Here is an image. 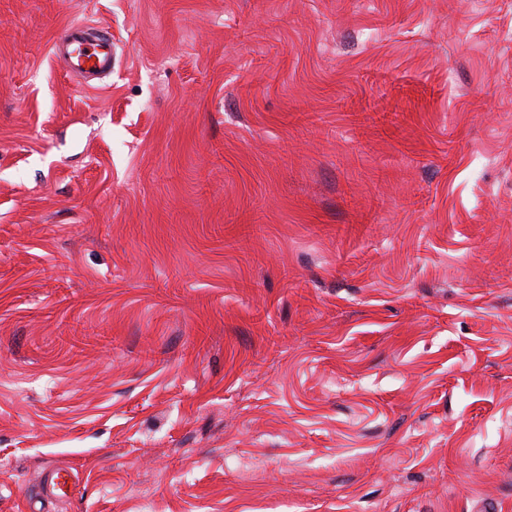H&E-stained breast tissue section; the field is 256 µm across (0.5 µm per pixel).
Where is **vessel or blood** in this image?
Listing matches in <instances>:
<instances>
[{
    "mask_svg": "<svg viewBox=\"0 0 512 512\" xmlns=\"http://www.w3.org/2000/svg\"><path fill=\"white\" fill-rule=\"evenodd\" d=\"M52 55L66 75L90 83L112 72V35L102 26L70 23L54 40Z\"/></svg>",
    "mask_w": 512,
    "mask_h": 512,
    "instance_id": "b4317fda",
    "label": "vessel or blood"
}]
</instances>
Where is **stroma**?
<instances>
[{
    "label": "stroma",
    "mask_w": 512,
    "mask_h": 512,
    "mask_svg": "<svg viewBox=\"0 0 512 512\" xmlns=\"http://www.w3.org/2000/svg\"><path fill=\"white\" fill-rule=\"evenodd\" d=\"M0 512H512V0H0ZM52 55L66 75L95 88L94 79L112 73V34L102 26L72 22L54 40Z\"/></svg>",
    "instance_id": "stroma-1"
}]
</instances>
